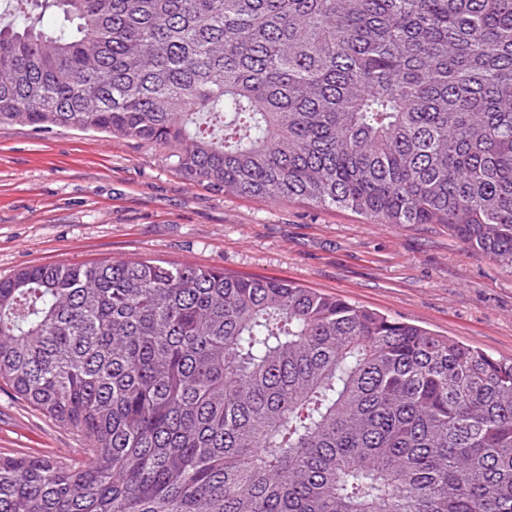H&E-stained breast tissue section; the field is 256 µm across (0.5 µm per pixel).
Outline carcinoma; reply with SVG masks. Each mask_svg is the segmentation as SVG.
<instances>
[{
	"mask_svg": "<svg viewBox=\"0 0 512 512\" xmlns=\"http://www.w3.org/2000/svg\"><path fill=\"white\" fill-rule=\"evenodd\" d=\"M16 2L0 124L445 224L512 269V0ZM1 383L87 447L0 454V512H512V360L292 282L22 267L0 279Z\"/></svg>",
	"mask_w": 512,
	"mask_h": 512,
	"instance_id": "carcinoma-1",
	"label": "carcinoma"
}]
</instances>
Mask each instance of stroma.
I'll list each match as a JSON object with an SVG mask.
<instances>
[{
    "label": "stroma",
    "instance_id": "obj_1",
    "mask_svg": "<svg viewBox=\"0 0 512 512\" xmlns=\"http://www.w3.org/2000/svg\"><path fill=\"white\" fill-rule=\"evenodd\" d=\"M155 259L289 281L512 359V270L443 224L185 181L165 151L0 125V279L25 266ZM85 442L0 386V454L77 458Z\"/></svg>",
    "mask_w": 512,
    "mask_h": 512
}]
</instances>
